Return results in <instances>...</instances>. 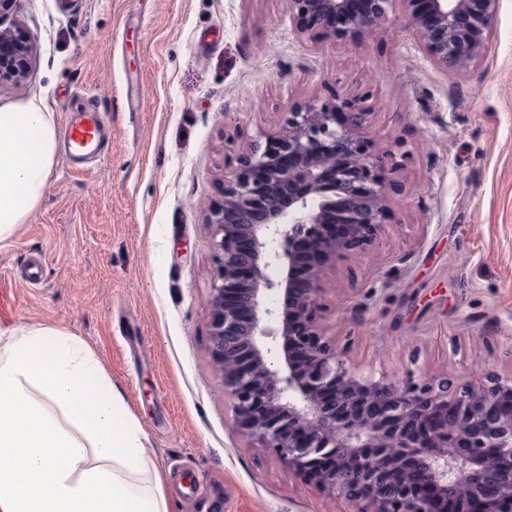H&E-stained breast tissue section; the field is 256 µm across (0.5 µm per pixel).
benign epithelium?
Returning <instances> with one entry per match:
<instances>
[{"label":"benign epithelium","instance_id":"obj_1","mask_svg":"<svg viewBox=\"0 0 512 512\" xmlns=\"http://www.w3.org/2000/svg\"><path fill=\"white\" fill-rule=\"evenodd\" d=\"M390 2L288 0L299 37L345 45ZM399 2L436 66L484 56L498 0ZM16 4L0 0V83L24 80L36 57ZM366 117L355 101L293 105L224 180L207 217L212 365L237 428L356 512H512V381L393 386L347 368L319 324L326 267L371 246L389 213Z\"/></svg>","mask_w":512,"mask_h":512}]
</instances>
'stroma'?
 <instances>
[{
	"mask_svg": "<svg viewBox=\"0 0 512 512\" xmlns=\"http://www.w3.org/2000/svg\"><path fill=\"white\" fill-rule=\"evenodd\" d=\"M15 17L38 57L0 106L44 99L62 129L91 102L112 135L85 170L58 158L0 242V333L83 341L146 432L169 512L354 510L238 430L209 354L206 214L294 103L359 100L389 182L374 245L322 281L347 365L399 386L512 379V0L461 72L425 55L400 0L353 47L298 37L288 0H18Z\"/></svg>",
	"mask_w": 512,
	"mask_h": 512,
	"instance_id": "1",
	"label": "stroma"
}]
</instances>
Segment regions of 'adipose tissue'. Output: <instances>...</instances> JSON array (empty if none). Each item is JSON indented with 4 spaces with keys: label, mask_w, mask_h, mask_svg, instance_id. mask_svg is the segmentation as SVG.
<instances>
[{
    "label": "adipose tissue",
    "mask_w": 512,
    "mask_h": 512,
    "mask_svg": "<svg viewBox=\"0 0 512 512\" xmlns=\"http://www.w3.org/2000/svg\"><path fill=\"white\" fill-rule=\"evenodd\" d=\"M58 140L43 100L0 107V241L42 200ZM146 441L79 337L0 336V512H168Z\"/></svg>",
    "instance_id": "obj_1"
}]
</instances>
